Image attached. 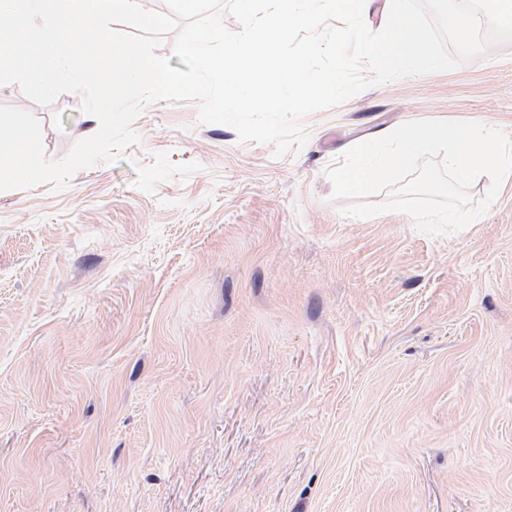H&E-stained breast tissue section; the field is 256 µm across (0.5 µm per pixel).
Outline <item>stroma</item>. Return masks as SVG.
I'll use <instances>...</instances> for the list:
<instances>
[{
  "label": "stroma",
  "instance_id": "stroma-1",
  "mask_svg": "<svg viewBox=\"0 0 512 512\" xmlns=\"http://www.w3.org/2000/svg\"><path fill=\"white\" fill-rule=\"evenodd\" d=\"M36 114L46 156L91 126ZM158 101L61 191L0 192V512H512V178L460 232L343 216L423 120L512 136V42L302 119L277 155Z\"/></svg>",
  "mask_w": 512,
  "mask_h": 512
}]
</instances>
